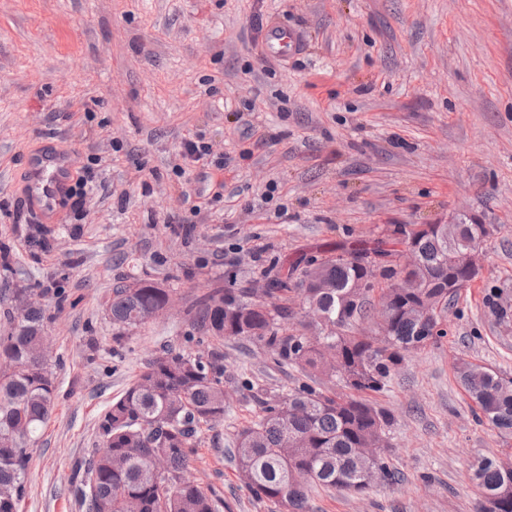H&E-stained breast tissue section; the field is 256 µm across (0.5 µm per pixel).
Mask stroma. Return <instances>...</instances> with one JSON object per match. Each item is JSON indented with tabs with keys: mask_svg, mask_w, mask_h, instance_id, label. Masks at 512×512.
<instances>
[{
	"mask_svg": "<svg viewBox=\"0 0 512 512\" xmlns=\"http://www.w3.org/2000/svg\"><path fill=\"white\" fill-rule=\"evenodd\" d=\"M276 24L300 51L267 54ZM223 168L183 161V140ZM74 150L82 213L25 219L21 186L45 147ZM491 225L483 266L448 306L447 334L371 394L394 424L395 484L315 490L308 512H475L472 466L512 458L479 422L459 360L512 378V0H0V336L26 288L44 306L56 385L30 444L19 512H84L75 461L99 421L164 346L223 354V423L200 427L189 474L216 512H272L229 454L254 395L332 388L259 341L200 340L189 310L217 288H259L323 249L373 244L390 224ZM167 288L172 311L114 341L117 285Z\"/></svg>",
	"mask_w": 512,
	"mask_h": 512,
	"instance_id": "stroma-1",
	"label": "stroma"
}]
</instances>
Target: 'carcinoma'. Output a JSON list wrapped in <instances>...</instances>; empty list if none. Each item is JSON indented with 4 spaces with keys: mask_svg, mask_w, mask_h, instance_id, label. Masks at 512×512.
<instances>
[{
    "mask_svg": "<svg viewBox=\"0 0 512 512\" xmlns=\"http://www.w3.org/2000/svg\"><path fill=\"white\" fill-rule=\"evenodd\" d=\"M494 232L483 224H391L392 243L413 247L420 265L397 262L400 251L382 245L352 247L289 264L263 296L218 288L189 311L200 335L218 341L257 339L283 361L335 376L350 393H324L304 385L288 396L258 400L255 419L239 429L231 458L250 493L278 512H307L308 492L319 487L366 494L363 480L373 471L393 477L383 457L370 458L391 428L389 412L365 397L382 391L407 355L442 337L448 304L460 288L448 287V259L484 244ZM388 257L380 280L364 284L359 257ZM295 293L300 307L323 319L320 335L295 317L288 303L273 299ZM170 297L153 282L112 289L108 313L121 342L124 331L155 317ZM393 307L374 336L362 323L375 317V299ZM11 329L0 336V512H18L25 493L29 442L52 414L56 386L49 366L35 361L45 341L44 309L28 303L22 313L6 312ZM459 382L490 425L512 434V380L463 362ZM224 365L210 356L165 349L137 380L113 400L99 429L109 447L78 461L75 492L86 512H215L198 484L184 479L191 448L202 424L224 422ZM478 496L496 499L497 512H512V461L482 458L475 463Z\"/></svg>",
    "mask_w": 512,
    "mask_h": 512,
    "instance_id": "1",
    "label": "carcinoma"
}]
</instances>
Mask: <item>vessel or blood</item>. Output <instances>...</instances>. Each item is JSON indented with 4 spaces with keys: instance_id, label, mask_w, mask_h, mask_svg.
<instances>
[{
    "instance_id": "b4317fda",
    "label": "vessel or blood",
    "mask_w": 512,
    "mask_h": 512,
    "mask_svg": "<svg viewBox=\"0 0 512 512\" xmlns=\"http://www.w3.org/2000/svg\"><path fill=\"white\" fill-rule=\"evenodd\" d=\"M266 45L272 53L285 57L297 50L299 37L274 25L267 31ZM73 169V155L70 152L54 150L34 155L26 172L23 193L43 223L56 222L54 202L68 189Z\"/></svg>"
}]
</instances>
